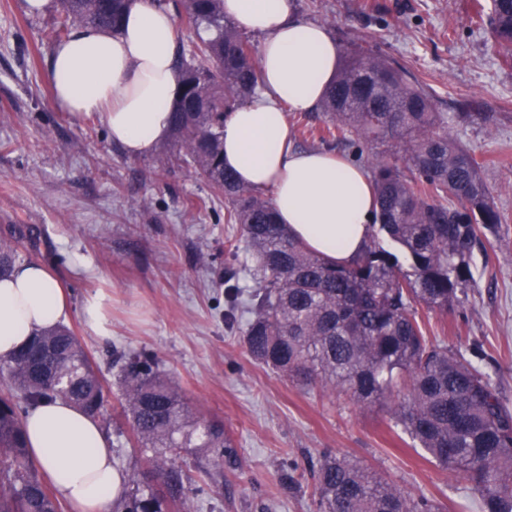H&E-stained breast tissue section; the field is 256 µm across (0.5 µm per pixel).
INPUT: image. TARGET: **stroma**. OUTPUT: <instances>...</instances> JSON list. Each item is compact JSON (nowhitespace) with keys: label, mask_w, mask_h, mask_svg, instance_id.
Here are the masks:
<instances>
[{"label":"stroma","mask_w":512,"mask_h":512,"mask_svg":"<svg viewBox=\"0 0 512 512\" xmlns=\"http://www.w3.org/2000/svg\"><path fill=\"white\" fill-rule=\"evenodd\" d=\"M302 19L324 24L340 50L373 47L431 95L448 131L483 160L482 175L506 222L472 257L474 281L447 316L420 311L433 340L486 373L512 407V69L499 65L476 0H296ZM50 5L28 14L0 0V233L37 229L23 261L51 264L68 290L66 321L104 388L99 423L118 465L145 469L125 450L132 430L119 403L114 350L155 355L193 412L224 426L233 447L224 484L191 497L189 512H317L315 473L324 455H345L413 497L477 512L466 482L428 462L390 421L389 408L307 391L251 360L241 331L253 281L229 304V243L247 244L228 223L223 196L177 160L173 141L131 159L100 116L73 120L54 102L47 77L54 48L44 33ZM109 298L111 333L79 318L95 292Z\"/></svg>","instance_id":"obj_1"}]
</instances>
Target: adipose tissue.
I'll list each match as a JSON object with an SVG mask.
<instances>
[{"mask_svg": "<svg viewBox=\"0 0 512 512\" xmlns=\"http://www.w3.org/2000/svg\"><path fill=\"white\" fill-rule=\"evenodd\" d=\"M224 15L263 37L258 88L224 121L225 167L244 184L271 191L291 236L325 258L350 261L364 248L376 209L369 176L334 152L294 148L286 118L321 105L339 66L332 34L299 18L295 0H224ZM175 43L174 18L154 0H130L118 31L75 28L49 61L57 106L75 119L100 114L127 157L151 154L171 135L182 79ZM70 312L50 266L15 265L0 278V360ZM24 426L29 455L56 497L71 512H109L127 478L97 419L55 398L30 408Z\"/></svg>", "mask_w": 512, "mask_h": 512, "instance_id": "adipose-tissue-1", "label": "adipose tissue"}]
</instances>
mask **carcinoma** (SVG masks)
<instances>
[{"label":"carcinoma","instance_id":"cac0c4a2","mask_svg":"<svg viewBox=\"0 0 512 512\" xmlns=\"http://www.w3.org/2000/svg\"><path fill=\"white\" fill-rule=\"evenodd\" d=\"M157 2L173 5L180 27L210 34L178 42L184 100L171 116L172 137L182 161L224 195L227 221L248 245L242 255L229 245L226 274L253 273L243 330L250 358L360 408L394 401L390 420L432 462L464 478L480 512H512V410L483 371L429 340L418 312L448 315L473 281L474 249L505 222L482 162L449 134L444 114L403 69L369 50L348 53L324 96L320 142L375 149L376 210L362 252L333 263L288 234L264 191L224 168V119L258 84L253 45L224 17V0ZM126 8L127 0H58L45 38L60 42L84 25L116 28ZM487 22L499 61L512 65V0H490ZM36 240L25 224L0 237V278ZM0 373L11 384L0 397V485L8 487L0 512H61L31 463L24 415L40 400L62 398L99 417L104 391L94 364L72 330L57 325L0 363ZM122 388L130 451L151 466L127 474L132 488L115 512H173L220 483L231 438L199 422L153 354L129 359ZM191 447L208 449L209 463L188 466L181 453ZM315 496L318 512H439L337 455L321 462Z\"/></svg>","mask_w":512,"mask_h":512}]
</instances>
